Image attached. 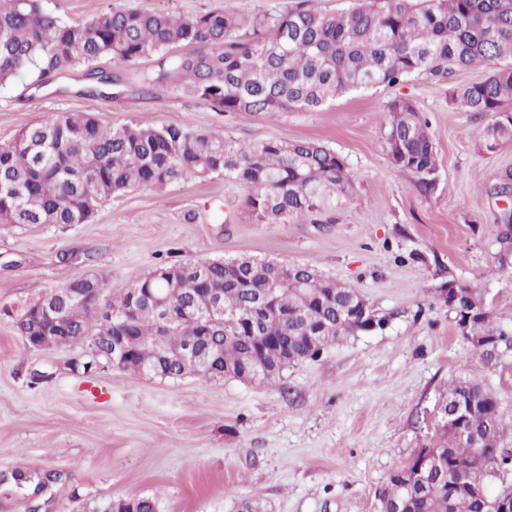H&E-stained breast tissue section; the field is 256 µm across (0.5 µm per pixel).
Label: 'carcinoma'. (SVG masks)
Segmentation results:
<instances>
[{
  "mask_svg": "<svg viewBox=\"0 0 512 512\" xmlns=\"http://www.w3.org/2000/svg\"><path fill=\"white\" fill-rule=\"evenodd\" d=\"M189 47L185 55L169 52ZM158 58V70L143 77L138 93L160 86L191 96L217 112L252 115L315 111L338 95L358 89L395 86L415 73L444 75L477 65L487 77L452 92L465 112L489 115L482 145L488 152L512 142V0H363L336 13L320 11L312 0L273 17L209 10L180 17L150 9L113 10L89 22L65 23L43 11L38 0H0V83L26 79L39 90L57 75L86 68L79 94L112 96L118 78L98 66L103 59L135 64ZM387 142L393 167L421 175L419 187L432 188L437 167L429 125L416 105L396 98L386 107ZM215 176L245 186L244 209L261 224L313 219L349 189L344 160L309 141L277 139L240 144L222 131L188 126H115L84 112H61L29 125L13 143L0 147V223L86 224L101 204L132 187L161 190L179 181ZM163 265L135 283L165 300L177 313L191 306L204 314L201 327L176 323L168 340L181 343L203 328L211 337L216 371L224 378L253 365L267 346L288 350L296 365L319 357L362 331L346 308L348 288L310 265L277 272L262 260L242 259L235 268L224 259ZM276 281L267 302L258 295ZM222 289L224 313L211 316L210 289ZM443 296L456 326L470 324L473 336L491 339L473 347L483 365L498 363L489 348L512 350V330L493 322L482 296L466 284L448 282ZM129 288L102 280V301L67 304L60 319L68 333L52 345L88 343L86 361L109 362L107 317L119 322L129 307ZM158 313L145 304L129 330L133 352L123 369L142 375L181 376L175 359L158 356ZM284 368L271 360L248 382L271 384ZM471 404L462 425L472 439L452 429L435 443L445 461L417 484V459L397 466L379 489L377 512H488L489 506L466 491L448 486V474L469 473L488 482L512 471V448L502 439L500 403L481 381L452 379L445 413ZM65 471L13 470L0 475L40 512Z\"/></svg>",
  "mask_w": 512,
  "mask_h": 512,
  "instance_id": "carcinoma-1",
  "label": "carcinoma"
}]
</instances>
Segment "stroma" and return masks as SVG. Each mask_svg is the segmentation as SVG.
Listing matches in <instances>:
<instances>
[{
	"label": "stroma",
	"instance_id": "stroma-1",
	"mask_svg": "<svg viewBox=\"0 0 512 512\" xmlns=\"http://www.w3.org/2000/svg\"><path fill=\"white\" fill-rule=\"evenodd\" d=\"M299 0H39L65 22L128 7L185 16L216 7L277 15ZM126 90L78 94L81 69L33 92L0 85V146L37 120L90 112L115 125H187L226 139L314 141L346 162L350 196L318 223L259 224L242 207L244 186L216 176L104 202L86 224L0 226V472H70L49 512H104L117 498L152 496L158 512H376L390 472L435 442L448 381L459 372L498 397L512 446V354L483 367L441 299L449 281L478 290L512 327V143L483 150L484 123L453 105L454 89L482 81L478 66L444 77L420 73L393 87L352 90L313 112H216L167 89L138 96L153 59L104 61ZM413 101L437 151L434 186L389 158L387 104ZM310 264L354 288L383 330L342 340L315 361L260 386L194 374L137 375L107 365L69 370L87 345L24 350L15 323L49 289L83 274L131 286L153 269L219 258ZM48 377L32 382L33 370Z\"/></svg>",
	"mask_w": 512,
	"mask_h": 512
}]
</instances>
